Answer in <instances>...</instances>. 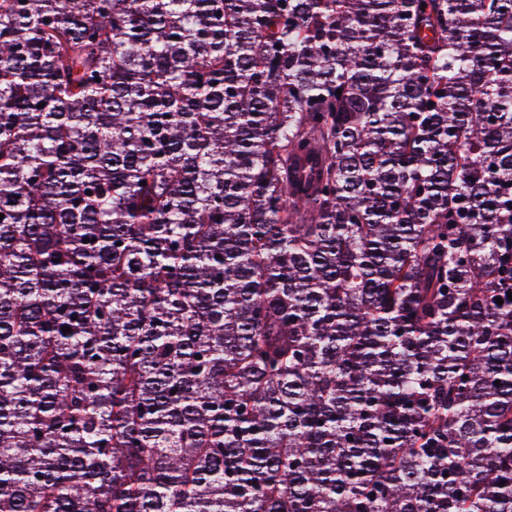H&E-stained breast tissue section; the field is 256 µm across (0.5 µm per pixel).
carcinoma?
I'll return each instance as SVG.
<instances>
[{
  "label": "carcinoma",
  "instance_id": "1",
  "mask_svg": "<svg viewBox=\"0 0 512 512\" xmlns=\"http://www.w3.org/2000/svg\"><path fill=\"white\" fill-rule=\"evenodd\" d=\"M0 214V512H512V0H0Z\"/></svg>",
  "mask_w": 512,
  "mask_h": 512
}]
</instances>
